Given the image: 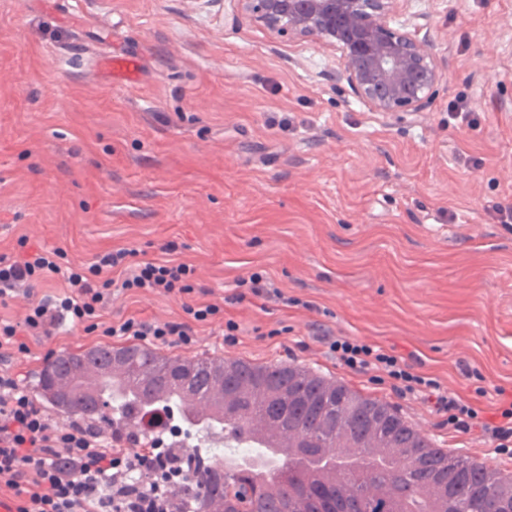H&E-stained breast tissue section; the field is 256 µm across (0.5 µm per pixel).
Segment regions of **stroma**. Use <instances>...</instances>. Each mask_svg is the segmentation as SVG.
I'll use <instances>...</instances> for the list:
<instances>
[{"label": "stroma", "instance_id": "1", "mask_svg": "<svg viewBox=\"0 0 512 512\" xmlns=\"http://www.w3.org/2000/svg\"><path fill=\"white\" fill-rule=\"evenodd\" d=\"M419 16L444 80L425 111L386 114L337 81L339 52L277 36L235 0H0V255L191 264L193 300L220 311L162 353L312 369L512 475L492 442L448 432L325 343L397 355L486 417L512 394V226L484 210L512 205V0H403L390 24ZM130 51L132 79L99 64ZM459 97L476 129L449 126ZM254 272L282 298L232 302ZM183 303L129 291L101 320L183 322ZM106 341L129 339L67 320L29 353L0 349V369L32 397L42 365Z\"/></svg>", "mask_w": 512, "mask_h": 512}]
</instances>
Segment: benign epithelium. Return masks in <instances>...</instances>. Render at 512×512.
I'll return each mask as SVG.
<instances>
[{"label": "benign epithelium", "instance_id": "obj_1", "mask_svg": "<svg viewBox=\"0 0 512 512\" xmlns=\"http://www.w3.org/2000/svg\"><path fill=\"white\" fill-rule=\"evenodd\" d=\"M236 2L278 35L339 51L343 70L337 78L378 112H423L439 91L442 67L428 40L387 25L401 0Z\"/></svg>", "mask_w": 512, "mask_h": 512}]
</instances>
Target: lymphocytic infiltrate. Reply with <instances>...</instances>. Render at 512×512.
Listing matches in <instances>:
<instances>
[{
	"label": "lymphocytic infiltrate",
	"mask_w": 512,
	"mask_h": 512,
	"mask_svg": "<svg viewBox=\"0 0 512 512\" xmlns=\"http://www.w3.org/2000/svg\"><path fill=\"white\" fill-rule=\"evenodd\" d=\"M129 249L95 255L88 268H62L60 250L51 249L14 259L0 255V299L17 288L62 276L65 290L30 306L22 323L0 322V348L28 353L27 337L49 335L63 321L99 320L116 290L132 289L163 295L194 293L195 269L184 262L133 264ZM186 321L150 322L135 317L103 326L106 336H131L190 344L194 326L219 312L204 302L183 306ZM329 348L352 371L379 372L380 382L400 396L412 395L445 418L450 432L480 433L500 454L512 452V400L503 401L494 416L481 417L478 408L456 392L444 390L433 378L413 372L396 355L364 343L337 338ZM176 454L157 459L150 449L134 453L109 447L102 435L73 423H54L20 391L14 374L0 371V493L9 495L15 512H173L176 496L163 471L177 464ZM153 475L144 486L132 483L129 472Z\"/></svg>",
	"instance_id": "f902f5d3"
}]
</instances>
